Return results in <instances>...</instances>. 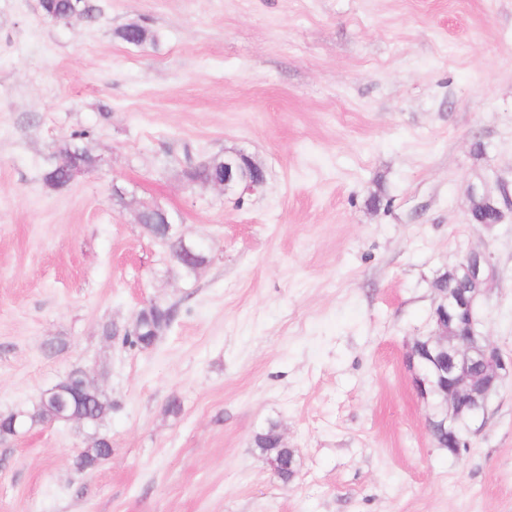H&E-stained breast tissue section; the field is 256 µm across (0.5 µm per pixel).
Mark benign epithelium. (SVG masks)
Instances as JSON below:
<instances>
[{"instance_id": "7a95c632", "label": "benign epithelium", "mask_w": 512, "mask_h": 512, "mask_svg": "<svg viewBox=\"0 0 512 512\" xmlns=\"http://www.w3.org/2000/svg\"><path fill=\"white\" fill-rule=\"evenodd\" d=\"M264 184V172L259 165L241 151L226 150L222 174L212 187L240 200L259 192ZM474 255L476 264L466 266L458 262L455 268L482 278L487 285L495 276L491 259L478 251ZM431 320L433 329L426 341L410 347L407 367L412 373L414 389L425 403H430L437 393L448 400L444 414H433L430 430L434 435L447 434L448 444L456 448L453 455L459 457L462 449L469 447V442L459 436L458 420L465 416L472 421L480 414L502 376L512 372V356L504 355L498 346L480 334L478 302L465 290L436 293ZM68 395L77 398L80 393L52 387L42 393V398L64 409Z\"/></svg>"}]
</instances>
